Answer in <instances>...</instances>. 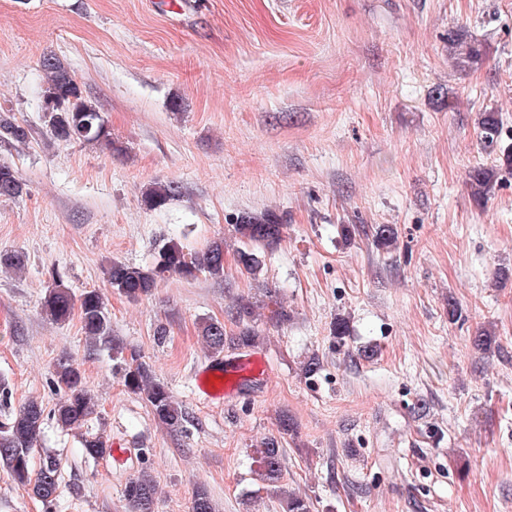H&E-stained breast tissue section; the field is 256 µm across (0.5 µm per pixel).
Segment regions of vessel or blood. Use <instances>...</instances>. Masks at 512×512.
<instances>
[{
	"label": "vessel or blood",
	"instance_id": "b4317fda",
	"mask_svg": "<svg viewBox=\"0 0 512 512\" xmlns=\"http://www.w3.org/2000/svg\"><path fill=\"white\" fill-rule=\"evenodd\" d=\"M269 379L267 359L259 352L241 355L228 364L221 360L211 361L194 376L199 399L212 405L245 397L247 387L267 384Z\"/></svg>",
	"mask_w": 512,
	"mask_h": 512
}]
</instances>
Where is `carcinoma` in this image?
Returning a JSON list of instances; mask_svg holds the SVG:
<instances>
[{
    "instance_id": "cac0c4a2",
    "label": "carcinoma",
    "mask_w": 512,
    "mask_h": 512,
    "mask_svg": "<svg viewBox=\"0 0 512 512\" xmlns=\"http://www.w3.org/2000/svg\"><path fill=\"white\" fill-rule=\"evenodd\" d=\"M450 59L454 67L465 69L479 63L484 54L483 46L468 31L460 28L448 32ZM40 67L46 74L42 90L43 102L53 103V109L45 111V122L51 135L58 141L71 140L80 125L92 124L91 138L87 142L101 144L116 152L122 148L112 140V132L103 114L87 96L68 64L55 54H45ZM503 121L497 112L484 113L481 135L492 143L501 138ZM32 138L30 128L18 122L9 110H0V146L25 144ZM512 169V142L501 149L500 164L475 167L469 171L467 186L473 201L481 205L499 183L502 169ZM25 183L18 172L6 161H0V198L15 199L23 195ZM180 193L174 183L153 184L143 192L145 206L151 210L164 208ZM284 225L276 217L243 216L236 224L237 233L244 240V247L237 250V264L245 273L255 276L262 270L264 260L261 248L280 240ZM399 233L393 224H379L374 228L373 242L379 249L397 248ZM176 274L191 280L206 273L212 278L224 277V239L210 241L204 250L192 255L185 253L181 243L171 239L163 243L157 252L155 263L150 267L133 266L114 260L107 270L110 287L125 297L138 300L152 294L158 281L165 274ZM42 312L56 323L68 321L78 314L82 330L88 338L99 341L110 333V317L103 293L93 289L80 297L70 291L62 276L51 272V284L41 302ZM239 333L227 338L220 321L204 319L200 322V335L206 347L214 354L224 351L232 343L251 347L259 339L256 323V305L248 298H240L230 310ZM121 379L124 387L140 396L150 407L159 424L171 430L183 428L186 414L173 400L166 385L161 383L151 365L139 356L119 357ZM51 383L63 393V397L49 410L42 403L30 400L17 412L0 421V462L5 465L12 480L26 488L52 512L55 505L64 463L62 458L47 454L39 466L32 464L34 452L43 434L46 421L51 419L66 431H77L81 436V452L87 458H103L110 451L108 440L100 432L84 430L96 413V401L86 387L80 367L70 359L54 364ZM294 420L282 415L277 422V434L265 438L258 450L256 463L263 480L270 490L277 489L282 479V463L285 454L283 441L293 435ZM156 482L143 470L129 479L123 489L127 512H154ZM283 495L287 512H311L308 499L294 494ZM191 512H215L213 501L206 489L196 491L191 502Z\"/></svg>"
}]
</instances>
